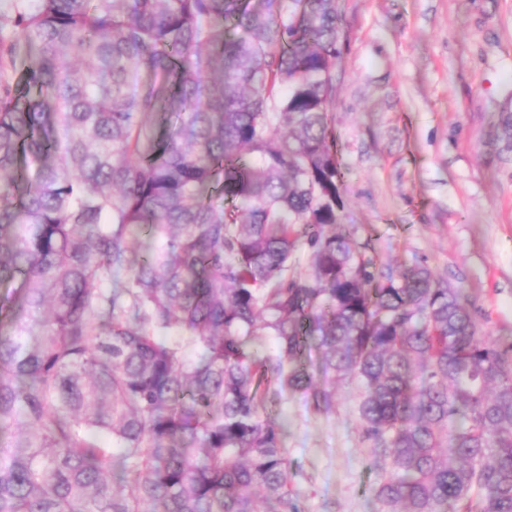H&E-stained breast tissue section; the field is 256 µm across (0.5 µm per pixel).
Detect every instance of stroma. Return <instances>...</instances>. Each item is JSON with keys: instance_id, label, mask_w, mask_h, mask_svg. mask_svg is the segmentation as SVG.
Here are the masks:
<instances>
[{"instance_id": "stroma-1", "label": "stroma", "mask_w": 512, "mask_h": 512, "mask_svg": "<svg viewBox=\"0 0 512 512\" xmlns=\"http://www.w3.org/2000/svg\"><path fill=\"white\" fill-rule=\"evenodd\" d=\"M346 37L331 111L345 223L377 268L429 267L512 345V0H339ZM331 411L289 394L284 428L303 512H379L361 385Z\"/></svg>"}]
</instances>
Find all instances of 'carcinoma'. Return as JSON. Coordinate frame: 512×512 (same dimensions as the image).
Segmentation results:
<instances>
[{
	"label": "carcinoma",
	"mask_w": 512,
	"mask_h": 512,
	"mask_svg": "<svg viewBox=\"0 0 512 512\" xmlns=\"http://www.w3.org/2000/svg\"><path fill=\"white\" fill-rule=\"evenodd\" d=\"M342 40L339 0L0 13V512H301L263 410L318 372L382 512H512V346L343 224Z\"/></svg>",
	"instance_id": "carcinoma-1"
}]
</instances>
